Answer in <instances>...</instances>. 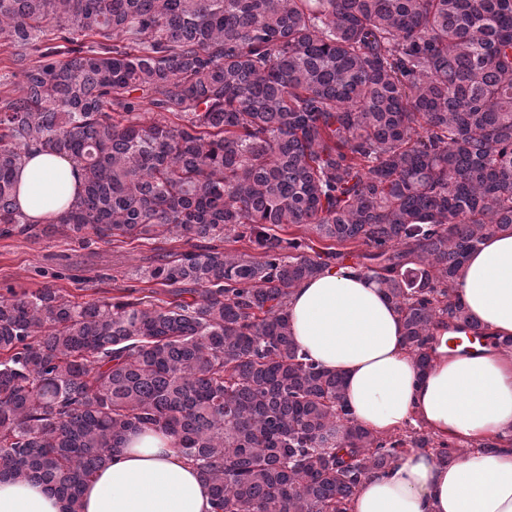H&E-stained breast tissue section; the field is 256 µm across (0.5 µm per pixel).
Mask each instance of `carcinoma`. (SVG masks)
<instances>
[{
	"instance_id": "obj_1",
	"label": "carcinoma",
	"mask_w": 512,
	"mask_h": 512,
	"mask_svg": "<svg viewBox=\"0 0 512 512\" xmlns=\"http://www.w3.org/2000/svg\"><path fill=\"white\" fill-rule=\"evenodd\" d=\"M0 45L21 78L0 91V237L189 245L120 296L0 292V480L80 512L149 428L213 512H347L412 449L467 452L356 423L288 302L351 264L420 370L441 329L512 350L456 292L467 254L512 229V0H0ZM32 151L81 170L53 224L17 208ZM241 241L254 253L223 246Z\"/></svg>"
}]
</instances>
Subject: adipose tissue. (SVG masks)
Segmentation results:
<instances>
[{"mask_svg": "<svg viewBox=\"0 0 512 512\" xmlns=\"http://www.w3.org/2000/svg\"><path fill=\"white\" fill-rule=\"evenodd\" d=\"M81 189L68 157H26L17 197L33 223L63 215ZM458 293L489 333L512 336V231L490 234L468 257ZM295 340L309 360L341 372L347 409L375 434L419 421L439 439L467 445L512 434V351L485 345L452 356L436 347L419 371L402 320L370 273L330 268L305 280L288 305ZM63 502L35 481L0 480V512H63ZM81 512H213L209 484L171 436L130 435L121 451L84 485ZM349 512H512V448L441 462L414 449L393 467L370 473Z\"/></svg>", "mask_w": 512, "mask_h": 512, "instance_id": "adipose-tissue-1", "label": "adipose tissue"}]
</instances>
